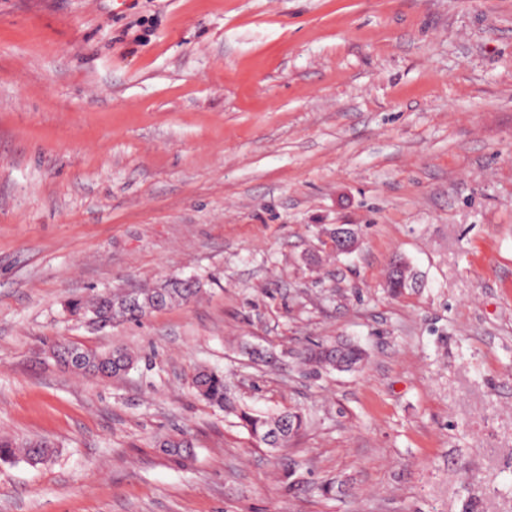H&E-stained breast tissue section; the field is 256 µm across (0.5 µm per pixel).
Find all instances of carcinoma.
<instances>
[{"label": "carcinoma", "instance_id": "1", "mask_svg": "<svg viewBox=\"0 0 512 512\" xmlns=\"http://www.w3.org/2000/svg\"><path fill=\"white\" fill-rule=\"evenodd\" d=\"M200 293L201 288L196 284L168 279L157 288L101 293L89 301H70L67 306L79 318H96L97 327L103 329L139 322L154 311L177 302L187 303ZM68 352L78 355L79 362L74 364V370L91 374L102 368L114 379L125 375L134 363L132 354L123 347L97 352L79 348L65 340H57L52 345V354L55 356ZM296 358L316 370L337 371L341 365L360 366L365 359V350L354 341L316 342L302 349L296 354ZM191 384L195 394L202 400L235 415L240 426L248 431L259 446L272 450L286 448L304 425L302 414L296 411L285 410L273 416L253 412L240 402L226 382L224 374L208 367L197 368ZM160 448L174 460L180 461L192 454L193 443L186 437V433L181 432L165 436L160 441ZM19 454L29 462L39 463L49 457L51 447L42 440L19 446L10 440L0 439V461H12Z\"/></svg>", "mask_w": 512, "mask_h": 512}]
</instances>
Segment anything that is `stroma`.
Here are the masks:
<instances>
[{
	"instance_id": "1",
	"label": "stroma",
	"mask_w": 512,
	"mask_h": 512,
	"mask_svg": "<svg viewBox=\"0 0 512 512\" xmlns=\"http://www.w3.org/2000/svg\"><path fill=\"white\" fill-rule=\"evenodd\" d=\"M172 276L202 296L138 324L63 308ZM323 339L366 363L308 375ZM1 437L53 453L0 462V512H512V0H0ZM410 264L406 262L404 259L396 258L393 263V270L396 274L407 273L410 270ZM413 270L409 271L406 275V278H398L390 271V275L387 279V288H390V291L393 294L401 293L403 288H414L413 284L418 280L417 273L414 272V276L409 280ZM68 352L78 355L79 362L74 364V370L91 374L102 368L109 372L112 379L121 378L134 363L132 354L123 347H113L112 350L107 352H97L79 348L65 340H57L52 345L53 356ZM191 384L202 400L235 415L259 446L272 450L287 448L304 425L302 414L296 411L285 410L273 416L253 412L240 402L224 374L208 367H198ZM160 448L176 461L184 460L192 454L193 443L186 433L169 434L160 441Z\"/></svg>"
}]
</instances>
